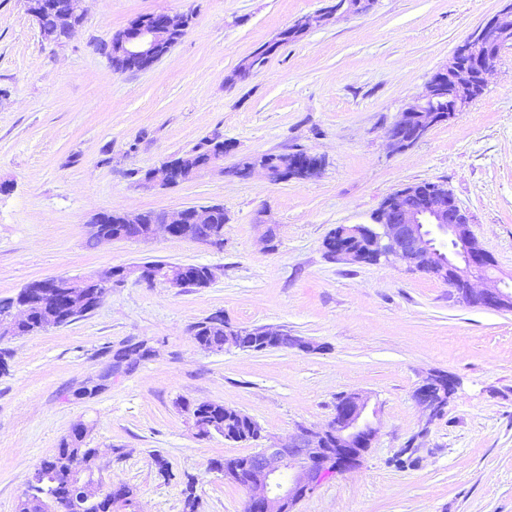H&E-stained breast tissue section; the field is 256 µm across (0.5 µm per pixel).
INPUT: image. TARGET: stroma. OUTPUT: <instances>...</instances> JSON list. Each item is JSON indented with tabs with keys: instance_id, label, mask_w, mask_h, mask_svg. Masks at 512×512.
Listing matches in <instances>:
<instances>
[{
	"instance_id": "1",
	"label": "stroma",
	"mask_w": 512,
	"mask_h": 512,
	"mask_svg": "<svg viewBox=\"0 0 512 512\" xmlns=\"http://www.w3.org/2000/svg\"><path fill=\"white\" fill-rule=\"evenodd\" d=\"M328 3L84 0L74 36L48 42L26 0H0V299L35 280L152 261L215 272L205 288L131 277L84 317L0 342V512H15L33 468L82 421L102 492L133 487L137 512H183L190 476L199 512H244L247 491L211 463L323 426L353 391L378 433L357 467L324 479L296 512H512V311L464 303L401 260H334L323 247L338 226L372 224L393 192L439 182L498 277L512 278V49L456 119L402 153L385 139L501 0H374L227 83L258 45ZM156 12L192 21L153 67L115 73L100 45ZM215 133L230 146L223 167L175 187L142 183ZM298 150L322 157L318 176L229 174L243 157ZM211 203L228 217L220 249L162 232L87 243L84 222L100 210ZM218 311L316 349L203 350L189 328ZM142 344L148 359L116 365V352ZM435 372L456 387L426 428L413 393ZM203 401L248 415L262 439L198 436L182 405ZM404 450L410 463L395 466Z\"/></svg>"
}]
</instances>
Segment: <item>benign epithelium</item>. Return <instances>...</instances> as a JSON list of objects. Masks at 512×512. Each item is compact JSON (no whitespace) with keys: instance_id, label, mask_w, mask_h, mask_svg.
I'll return each instance as SVG.
<instances>
[{"instance_id":"obj_1","label":"benign epithelium","mask_w":512,"mask_h":512,"mask_svg":"<svg viewBox=\"0 0 512 512\" xmlns=\"http://www.w3.org/2000/svg\"><path fill=\"white\" fill-rule=\"evenodd\" d=\"M83 0H35L29 15L39 21L45 11L56 14L60 33L67 36L84 19ZM501 9L485 20L457 48L448 64L436 71L425 90L409 102L387 128L390 147L401 152L421 140L438 123L449 122L465 111L482 93L486 75L495 67L506 48H512V0H502ZM342 13L336 5L318 14L315 20L328 22ZM313 18L304 16L292 28L305 32ZM191 17L187 14L147 13L138 16L124 29L118 42L105 46L108 57L118 56L127 71H142L165 56L177 38L187 30ZM199 168L187 166L183 158L163 162L148 171L145 181L163 186L177 185L192 179ZM320 167L308 160L291 156L288 172L260 159L251 169L271 183L290 178L308 179ZM211 208L189 206L164 212L155 225L164 227L171 237H179L178 226L209 221ZM105 212L92 214L85 224L96 241H112V233L104 227ZM376 227H353L351 231L367 235L385 259L399 257L406 263L439 273L452 292L463 301L492 310H512V289L501 285L494 275L496 262L470 231L471 216L448 194V190L431 183L403 187L386 198L375 215ZM112 271L92 277L57 276L31 282L12 301L9 311L0 314V340L14 336L18 315L37 308L43 315L42 327L56 326L64 319L92 307L89 289L107 288ZM440 379L430 375L414 391V399L432 420L439 409L436 387ZM368 400L358 392L342 395L334 417L320 430L296 427L288 441L271 443L248 459L230 468L224 462L213 463L212 469L226 479L243 481L249 493L251 512H294L295 506L311 495L331 473L349 469L361 452L368 433L374 439L377 427L367 414ZM336 435L338 447L326 448V436ZM85 458L69 472L71 494L63 507L51 499L38 501V512H88V504L99 493L93 460Z\"/></svg>"}]
</instances>
